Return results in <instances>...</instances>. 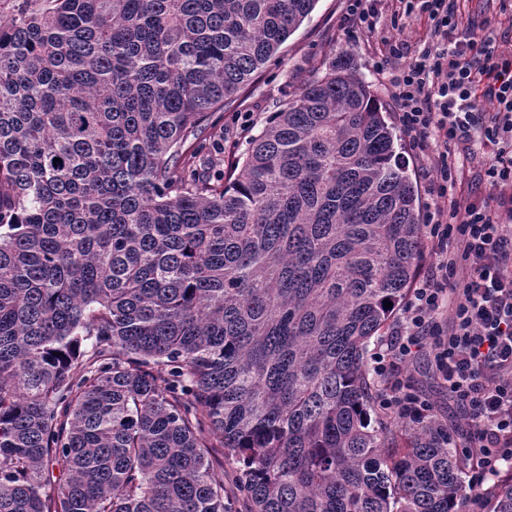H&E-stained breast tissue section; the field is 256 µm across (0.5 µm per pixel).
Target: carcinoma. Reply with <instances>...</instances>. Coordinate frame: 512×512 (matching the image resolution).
<instances>
[{"mask_svg": "<svg viewBox=\"0 0 512 512\" xmlns=\"http://www.w3.org/2000/svg\"><path fill=\"white\" fill-rule=\"evenodd\" d=\"M9 2L0 512H459L448 431L367 419L423 251L370 85L332 60L224 156L315 0Z\"/></svg>", "mask_w": 512, "mask_h": 512, "instance_id": "cac0c4a2", "label": "carcinoma"}]
</instances>
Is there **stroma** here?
<instances>
[{"label": "stroma", "mask_w": 512, "mask_h": 512, "mask_svg": "<svg viewBox=\"0 0 512 512\" xmlns=\"http://www.w3.org/2000/svg\"><path fill=\"white\" fill-rule=\"evenodd\" d=\"M344 0H317L311 14L282 45L279 57L270 62L254 87L239 93L236 101L224 109V149L241 146L250 130L261 129L266 118L277 107L299 91L304 82L324 71V64L334 56L353 59L359 75L371 86L387 112L391 125H398L399 116L386 76L374 68V61L384 48V40L393 36L406 43L409 52H416L425 39L429 25L425 17L403 18L402 30H393L389 16H382L374 34H345L339 28ZM464 23H488V32L501 49L512 51V26L501 14L499 0H460ZM249 113V126H241L238 116ZM405 372L411 375L415 389L436 405L440 423L454 435L458 446H466L467 426L459 405L449 396L431 364L428 350H421L410 361Z\"/></svg>", "instance_id": "stroma-1"}]
</instances>
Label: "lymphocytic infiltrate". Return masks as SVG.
I'll return each mask as SVG.
<instances>
[{"label":"lymphocytic infiltrate","instance_id":"lymphocytic-infiltrate-1","mask_svg":"<svg viewBox=\"0 0 512 512\" xmlns=\"http://www.w3.org/2000/svg\"><path fill=\"white\" fill-rule=\"evenodd\" d=\"M398 2L394 21L425 15L431 38L413 57L391 40L375 68L388 77L429 179L431 260L373 370L384 409L415 424L435 421L434 404L400 380L404 363L430 346L475 440L464 457L476 460L478 483L494 482L512 463V52L480 28H460L457 0ZM487 102L493 112H484ZM474 146L487 158L481 178L493 192L462 200L450 157Z\"/></svg>","mask_w":512,"mask_h":512}]
</instances>
